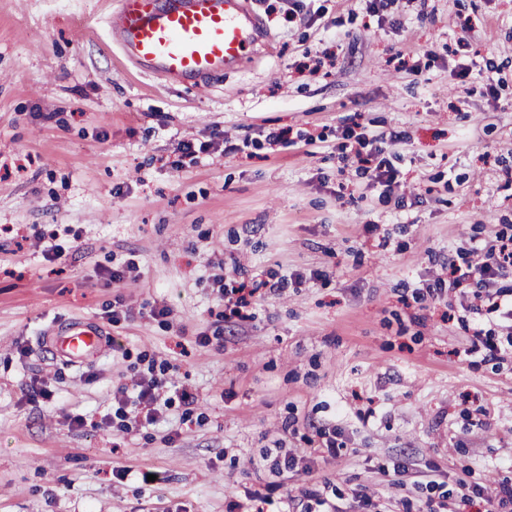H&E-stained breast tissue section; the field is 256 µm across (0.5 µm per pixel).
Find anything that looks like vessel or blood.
<instances>
[{"label":"vessel or blood","mask_w":512,"mask_h":512,"mask_svg":"<svg viewBox=\"0 0 512 512\" xmlns=\"http://www.w3.org/2000/svg\"><path fill=\"white\" fill-rule=\"evenodd\" d=\"M115 34L128 59L190 87L238 64L263 39L245 0H119ZM43 348L79 367L105 356L112 334L89 318H65L41 335Z\"/></svg>","instance_id":"1"}]
</instances>
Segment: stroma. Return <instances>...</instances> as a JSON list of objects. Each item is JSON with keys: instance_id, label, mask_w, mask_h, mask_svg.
Returning a JSON list of instances; mask_svg holds the SVG:
<instances>
[{"instance_id": "35a3bbf8", "label": "stroma", "mask_w": 512, "mask_h": 512, "mask_svg": "<svg viewBox=\"0 0 512 512\" xmlns=\"http://www.w3.org/2000/svg\"><path fill=\"white\" fill-rule=\"evenodd\" d=\"M118 2L0 0V512H486L512 326L448 264L512 236V0H248L263 40L201 90L126 58ZM379 135L388 188L340 149ZM71 316L106 358L42 348ZM144 378L167 404L131 428ZM43 348L72 367L105 356L112 347V333L90 318H65L42 331ZM162 388V383L155 378H151L149 381L141 380L135 385H133L132 396L129 395V388L126 386L118 387L115 391V399L118 402L119 407L116 410V413H122L125 417H127L128 413L126 408L130 404L133 406V412L135 416L133 417L134 423L137 424L138 407L143 405L146 406H156L159 403V389Z\"/></svg>"}]
</instances>
